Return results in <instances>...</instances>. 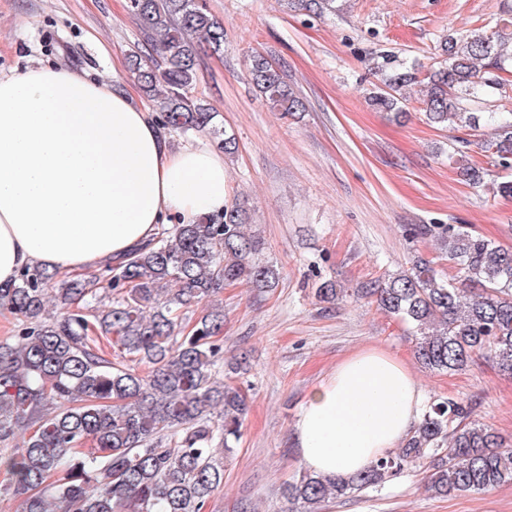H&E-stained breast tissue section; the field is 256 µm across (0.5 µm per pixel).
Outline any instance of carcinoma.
I'll list each match as a JSON object with an SVG mask.
<instances>
[{
    "mask_svg": "<svg viewBox=\"0 0 512 512\" xmlns=\"http://www.w3.org/2000/svg\"><path fill=\"white\" fill-rule=\"evenodd\" d=\"M335 0H293L301 10L335 11ZM129 10L155 52L134 58L138 86L157 110L156 121L182 134L208 133L224 153L236 152L218 113L196 93L199 50H224V23L196 0H129ZM512 32L477 29L452 35L438 46L426 73L416 63L378 66L380 85L368 102L393 116L420 87L426 120L477 131L494 130L497 165L512 170V113L471 112L466 103L506 82ZM248 77L269 108L284 117L303 111L301 98L280 68L255 50ZM239 204L222 216L163 227L145 246L101 277L64 280L49 294L58 273L34 267L0 284V311L21 328L0 342V466L9 475L0 497L20 501L21 512H206L224 483V459L242 437L247 393L232 376L246 358H231L221 372L223 307L211 298L232 283L269 289L279 272L261 259L264 242L245 230ZM421 236L437 239L459 276L443 279L429 260L362 288L379 309L415 329V352L433 372L465 369L475 356L512 376V249L465 227L424 224ZM112 306L99 315L80 305L101 288ZM320 301L346 296L331 281L316 288ZM210 302L192 327L183 310ZM54 304L66 310L48 314ZM112 335L113 358L96 348L97 332ZM463 398H438L403 446L353 478L302 470L286 485L285 512H322L323 503L382 486L412 469L425 472V489L448 498L512 483V444L471 419Z\"/></svg>",
    "mask_w": 512,
    "mask_h": 512,
    "instance_id": "carcinoma-1",
    "label": "carcinoma"
}]
</instances>
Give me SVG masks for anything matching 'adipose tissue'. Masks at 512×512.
Wrapping results in <instances>:
<instances>
[{
  "label": "adipose tissue",
  "mask_w": 512,
  "mask_h": 512,
  "mask_svg": "<svg viewBox=\"0 0 512 512\" xmlns=\"http://www.w3.org/2000/svg\"><path fill=\"white\" fill-rule=\"evenodd\" d=\"M229 195L220 153L172 147L113 82L41 61L0 75V283L35 265L88 275L173 219L222 215ZM425 409L407 362L369 347L309 394L296 446L309 470L347 478L398 448Z\"/></svg>",
  "instance_id": "1"
}]
</instances>
